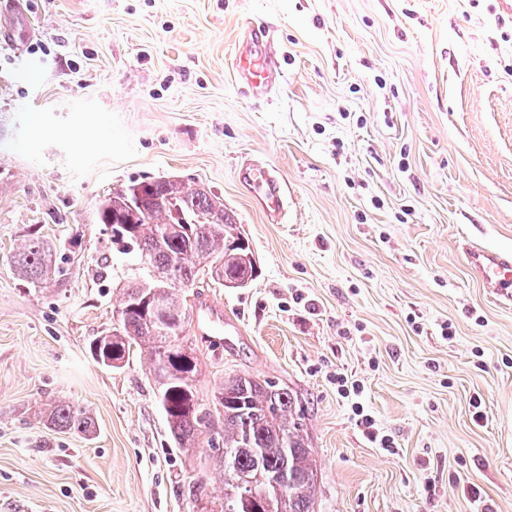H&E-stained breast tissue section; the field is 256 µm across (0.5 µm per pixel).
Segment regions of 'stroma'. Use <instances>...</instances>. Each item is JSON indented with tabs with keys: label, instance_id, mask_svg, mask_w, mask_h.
<instances>
[{
	"label": "stroma",
	"instance_id": "obj_1",
	"mask_svg": "<svg viewBox=\"0 0 512 512\" xmlns=\"http://www.w3.org/2000/svg\"><path fill=\"white\" fill-rule=\"evenodd\" d=\"M37 33L0 45V512H196L146 357L115 370L89 341L139 270L97 221L112 191L175 176L232 210L258 276L199 285L232 318L198 344L196 386L251 374L291 388L321 473L316 512H512V303L464 247L512 250V44L497 0H25ZM268 22L270 98L233 66ZM287 184L271 222L238 179ZM64 276L10 265L29 231ZM395 446L357 427L334 379ZM92 439L46 429L51 401ZM483 420H475V411ZM363 385L358 380H350L347 375L342 373L336 375V390L339 395L345 399L351 398V408L355 416H357V425L362 427L363 433L380 448H394L393 440L388 435H381L376 427L375 420L369 414L364 413L362 403L356 401L363 393ZM48 406L40 412L46 428L56 432L81 434L86 438L95 434L94 422L81 406L72 403H58Z\"/></svg>",
	"mask_w": 512,
	"mask_h": 512
}]
</instances>
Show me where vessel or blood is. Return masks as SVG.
Segmentation results:
<instances>
[{
    "label": "vessel or blood",
    "mask_w": 512,
    "mask_h": 512,
    "mask_svg": "<svg viewBox=\"0 0 512 512\" xmlns=\"http://www.w3.org/2000/svg\"><path fill=\"white\" fill-rule=\"evenodd\" d=\"M21 0H7L0 6V42L23 50L32 37V25ZM271 40L266 24L259 19L246 23L240 46L235 55L236 69L247 90L256 97L272 96L281 83V71L276 58L265 55ZM240 182L270 216L278 217L288 187L269 169L253 162H244L238 172ZM468 264L483 283L497 296L512 300V251L495 248H470L465 252Z\"/></svg>",
    "instance_id": "obj_1"
}]
</instances>
